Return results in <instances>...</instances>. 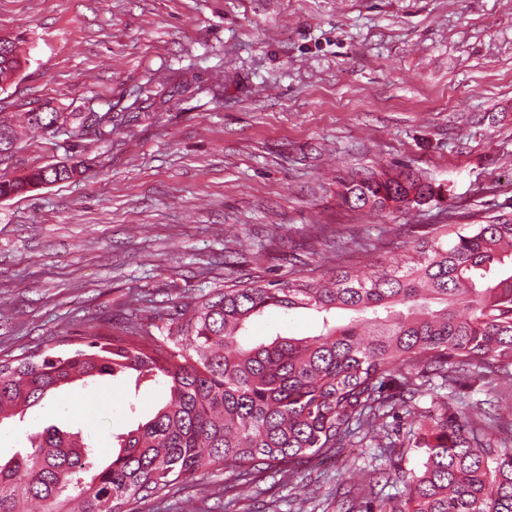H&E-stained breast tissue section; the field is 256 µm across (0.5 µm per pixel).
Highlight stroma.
Returning <instances> with one entry per match:
<instances>
[{"instance_id":"stroma-1","label":"stroma","mask_w":512,"mask_h":512,"mask_svg":"<svg viewBox=\"0 0 512 512\" xmlns=\"http://www.w3.org/2000/svg\"><path fill=\"white\" fill-rule=\"evenodd\" d=\"M28 58L0 112L68 114L23 132L0 180L80 165L0 198V359L62 355L224 285L319 277L402 258L415 226L512 216V0H0ZM112 114L105 132L72 114ZM409 164L446 196L376 216L339 180ZM355 236L367 249L338 240ZM317 313L270 309L249 337L310 336ZM166 400L152 382L68 385L0 423V456L54 424L99 447ZM336 463L237 489L232 472L132 512H334Z\"/></svg>"}]
</instances>
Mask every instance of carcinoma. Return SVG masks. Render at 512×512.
<instances>
[{"label":"carcinoma","mask_w":512,"mask_h":512,"mask_svg":"<svg viewBox=\"0 0 512 512\" xmlns=\"http://www.w3.org/2000/svg\"><path fill=\"white\" fill-rule=\"evenodd\" d=\"M22 66L17 43L0 54V86ZM28 128L49 132L57 112H26ZM74 165L1 180L0 197L25 183L72 180ZM441 186L408 165L351 178L342 201L382 215L436 199ZM469 231L429 224L414 231L400 262L364 274L338 265L328 278L300 273L262 283L236 281L192 302L161 339L134 325L93 351L0 360V421L77 381L133 375L162 385L168 400L117 436L108 457L79 432L55 425L0 461V512H127L133 501L163 500L180 481L235 474V484L299 468L348 446L376 443L389 460L394 437L414 415L415 396L440 380L439 414L408 428L422 469H395L396 494L375 492L374 477L350 484L336 512H512V448L496 438L500 419L457 397L474 370L493 365L512 380V217H489ZM311 309L318 334L244 344L241 331L265 310ZM352 313L334 323L332 311ZM400 380L391 389L394 380Z\"/></svg>","instance_id":"cac0c4a2"}]
</instances>
